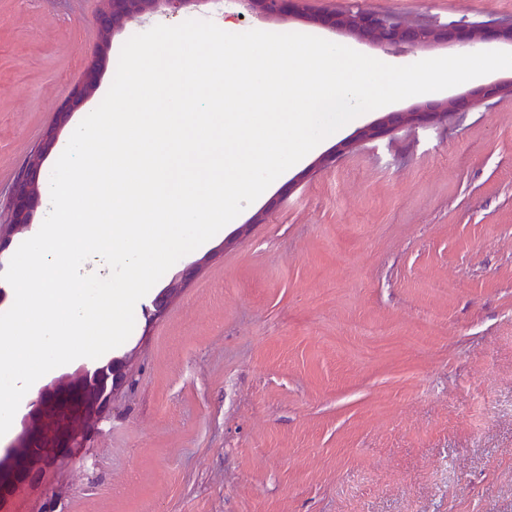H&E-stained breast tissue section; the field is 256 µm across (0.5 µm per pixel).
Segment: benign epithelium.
<instances>
[{
    "label": "benign epithelium",
    "mask_w": 512,
    "mask_h": 512,
    "mask_svg": "<svg viewBox=\"0 0 512 512\" xmlns=\"http://www.w3.org/2000/svg\"><path fill=\"white\" fill-rule=\"evenodd\" d=\"M195 0H105V5L96 17L101 33L109 38L122 30L127 22L149 15L164 7L176 14ZM243 11L264 19L286 17L306 18L320 27L338 30L374 46L387 48L405 45L408 48L424 49L457 42L465 51L477 48L482 37L477 33H463L462 26L449 23L440 27L415 25L389 14L359 9L346 14L304 12L305 0H229ZM102 66L95 61L88 65L81 77L74 82L61 102L54 118L44 131L39 153L29 161L24 171L16 177L10 189L9 224L0 225V251L9 244L15 228L32 224L34 208L38 201V187L42 183L43 157L54 147L59 133L67 125L72 114L78 111L95 92ZM496 98L502 103L512 102V78L500 79L488 85L472 88L463 94L444 100L421 102L400 112L387 115L357 129L351 139L341 142L336 149L324 155L318 164L326 165L336 154L354 142L370 141L393 135L404 127H428L448 117L449 111L469 109L485 99ZM200 267V262L190 264L183 273L174 278L152 299L145 309L151 320L161 318L178 288L185 285L191 274ZM126 373L122 360L116 358L102 365L84 366L61 383L74 401L65 417L51 412L54 388L42 389L28 403L23 416L24 447L35 457V462L12 463L0 468V512H4L10 500L22 487H38L44 483L47 471L69 467H83L90 458L86 443L100 431L110 406L108 394L102 386L111 384L116 388L125 382Z\"/></svg>",
    "instance_id": "1"
}]
</instances>
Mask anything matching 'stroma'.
Masks as SVG:
<instances>
[{
    "mask_svg": "<svg viewBox=\"0 0 512 512\" xmlns=\"http://www.w3.org/2000/svg\"><path fill=\"white\" fill-rule=\"evenodd\" d=\"M102 6L0 0V211L102 41L113 62L155 25L235 10L194 0L106 39ZM358 6L482 34L512 19V0H305L312 13ZM235 21L395 65L459 52L383 51L300 18ZM112 62L72 123L104 98ZM383 114L325 138L177 261L158 288L202 266L161 319L145 326L135 309L112 351L129 356L128 380L92 443L95 466L49 478L61 512H512V103L490 99L317 166Z\"/></svg>",
    "mask_w": 512,
    "mask_h": 512,
    "instance_id": "obj_1",
    "label": "stroma"
}]
</instances>
